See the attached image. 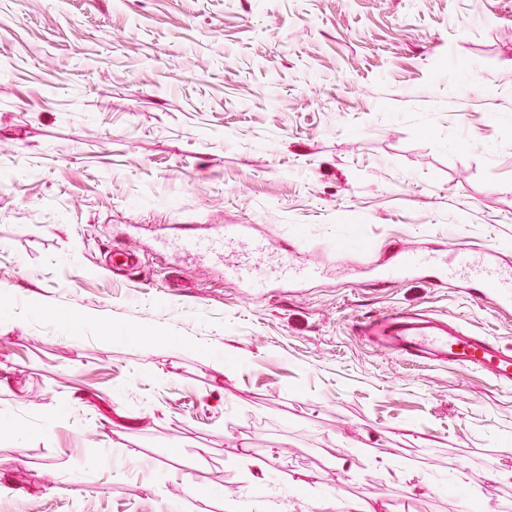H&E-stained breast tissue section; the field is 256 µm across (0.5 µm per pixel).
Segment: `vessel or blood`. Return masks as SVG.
I'll list each match as a JSON object with an SVG mask.
<instances>
[{"mask_svg":"<svg viewBox=\"0 0 512 512\" xmlns=\"http://www.w3.org/2000/svg\"><path fill=\"white\" fill-rule=\"evenodd\" d=\"M248 233V226L227 224L208 237L182 239L179 247L187 253L220 257L230 243ZM262 250V243L254 242L251 251L228 267L229 275L252 294L259 293L267 285V275L260 270L257 260ZM432 263L447 269L449 276L486 283L494 304L512 300V276L504 275L463 244L439 255L415 248L403 250L398 263L385 269L382 277L394 279ZM359 333L376 342L389 339L398 354L472 366L484 371L499 384L512 385V349L434 317L393 311L361 325Z\"/></svg>","mask_w":512,"mask_h":512,"instance_id":"b4317fda","label":"vessel or blood"}]
</instances>
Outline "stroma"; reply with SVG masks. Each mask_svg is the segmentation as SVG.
<instances>
[{
  "label": "stroma",
  "instance_id": "stroma-1",
  "mask_svg": "<svg viewBox=\"0 0 512 512\" xmlns=\"http://www.w3.org/2000/svg\"><path fill=\"white\" fill-rule=\"evenodd\" d=\"M218 224L314 275L247 295ZM458 244L512 269V0H0V512H512V386L356 332L512 348L380 278ZM251 226L225 224L224 227L206 238H185L178 247L187 253L208 254L216 257L224 255L225 248L249 234ZM360 336L385 337L398 354L472 366L500 385H512V349L434 317L392 311L361 325Z\"/></svg>",
  "mask_w": 512,
  "mask_h": 512
}]
</instances>
